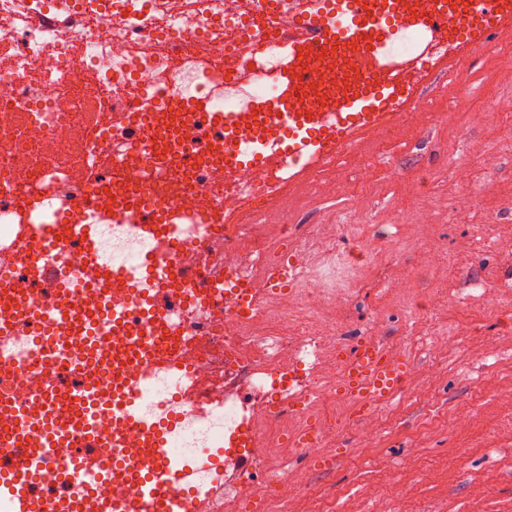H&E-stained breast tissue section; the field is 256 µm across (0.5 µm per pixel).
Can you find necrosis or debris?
Wrapping results in <instances>:
<instances>
[{
  "label": "necrosis or debris",
  "mask_w": 512,
  "mask_h": 512,
  "mask_svg": "<svg viewBox=\"0 0 512 512\" xmlns=\"http://www.w3.org/2000/svg\"><path fill=\"white\" fill-rule=\"evenodd\" d=\"M252 2L190 0L181 8L175 0H0V185L11 188L0 194V270L28 280L30 270L10 267L11 248L34 225L57 227L59 215L76 202L88 199L104 211L111 195L102 181L139 192L140 165L113 167L112 152L126 142L129 121L145 104L182 94L206 100L214 111L250 107L241 86L265 68L250 62L252 45L243 37L256 23ZM276 167L272 161L233 176L204 166L189 177L168 173L159 186L160 205L181 214V231L148 242L124 225H98L95 257L67 258L80 293H56V307H77L91 317L104 307H133L132 285L113 272L148 251L161 262L209 275L228 269L261 286L266 264L254 256L251 233L238 224L213 223L212 215L242 198L264 201ZM28 197L41 199L40 211L22 212ZM326 303L324 290L306 279L244 313L220 299L195 300L163 317L158 336L143 350L156 387L143 411L178 421L184 457L209 452L235 425L230 382L238 374L271 399L275 413L250 423V453L261 476L239 480L238 501L267 506L298 495L299 483L282 470L288 451L276 447L273 434L297 420L296 396L308 400L310 417L349 410L335 398L343 331L324 328ZM41 334L36 322L23 320L0 344V359L11 352L23 356L20 366L0 369V389L15 406L29 405L49 378L69 376L73 360H81L88 379L99 377L98 362L79 346L68 360L50 364ZM303 364L308 371L302 377Z\"/></svg>",
  "instance_id": "obj_1"
}]
</instances>
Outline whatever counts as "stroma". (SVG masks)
Returning <instances> with one entry per match:
<instances>
[{
  "label": "stroma",
  "instance_id": "stroma-1",
  "mask_svg": "<svg viewBox=\"0 0 512 512\" xmlns=\"http://www.w3.org/2000/svg\"><path fill=\"white\" fill-rule=\"evenodd\" d=\"M463 83V105L433 84L428 111L271 197L292 225H363L381 260L327 322L417 370L376 409V437L359 416L337 423L332 468L289 459L302 492L287 512H512V67L482 62Z\"/></svg>",
  "mask_w": 512,
  "mask_h": 512
}]
</instances>
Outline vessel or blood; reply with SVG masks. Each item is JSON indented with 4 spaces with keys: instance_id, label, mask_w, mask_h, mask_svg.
<instances>
[{
    "instance_id": "obj_1",
    "label": "vessel or blood",
    "mask_w": 512,
    "mask_h": 512,
    "mask_svg": "<svg viewBox=\"0 0 512 512\" xmlns=\"http://www.w3.org/2000/svg\"><path fill=\"white\" fill-rule=\"evenodd\" d=\"M258 9L272 24L288 15L292 28L282 43L284 53L267 74V91L255 97L248 110L219 113V134L210 138L209 149L228 174L277 160L285 182L297 177L301 163L333 160L361 135L425 111L426 90L436 77L459 85L466 66L498 56L503 37H512V0H258ZM176 106L173 115L160 109L142 112L132 136L115 154V163L123 166L134 157L149 162L164 149L183 170H191L196 158L178 152L175 133L178 120L197 113V101L181 98ZM112 211L114 222L131 225L148 238L158 225L171 221L146 193L115 200ZM100 218L91 207L72 206L68 233L58 238L49 233L19 244L14 264L31 267L42 284L61 285L69 274L58 264V256L76 246L91 252L92 227ZM42 252L55 253V260L39 261ZM145 273L154 284H170L204 300L223 294L225 304L239 311L258 303L253 285L230 273L205 279L195 268L156 262ZM137 301L149 324L172 308L160 301L153 287L141 291ZM3 302L26 306L53 330L49 342L54 356L67 353L82 335L75 326L76 311L54 309L45 298L28 299L13 279L0 280ZM340 369L343 396L352 401L355 413L366 416L410 383L415 365L409 356L367 341L341 355ZM121 380L131 391L115 408L132 419L147 385L132 364ZM63 395L80 408L94 397L85 384L40 390L37 412L18 413L14 433L0 440V499L9 501L11 512H79L88 491L105 490L112 479V460L125 453L120 439L102 442L92 417L82 416L74 425L59 422ZM156 426L152 419L140 424L153 450L152 462L143 463L129 497L104 499L102 512H169L172 487L192 486L198 469L213 471L212 485L218 489L226 466L243 471L250 464L243 453L251 445L248 429L234 435L233 451L225 458L211 455L193 465L182 461ZM33 428L43 433L41 445L29 439ZM74 442L80 454L60 464V452Z\"/></svg>"
}]
</instances>
